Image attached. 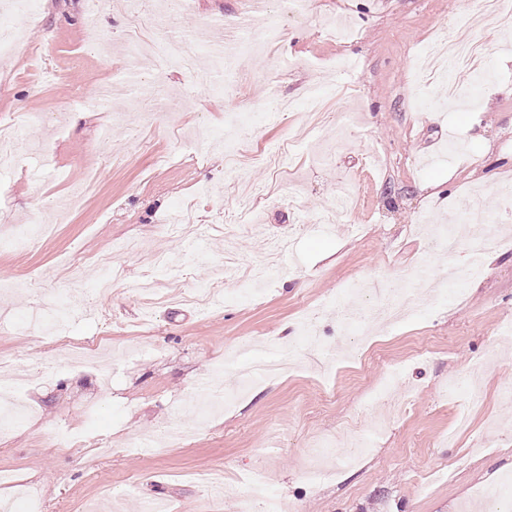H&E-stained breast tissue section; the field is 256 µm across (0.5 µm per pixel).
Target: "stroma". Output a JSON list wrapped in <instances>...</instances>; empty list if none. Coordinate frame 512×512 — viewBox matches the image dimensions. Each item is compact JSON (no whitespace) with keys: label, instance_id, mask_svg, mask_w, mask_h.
I'll return each instance as SVG.
<instances>
[{"label":"stroma","instance_id":"35a3bbf8","mask_svg":"<svg viewBox=\"0 0 512 512\" xmlns=\"http://www.w3.org/2000/svg\"><path fill=\"white\" fill-rule=\"evenodd\" d=\"M473 0H313L304 16L275 0H185L170 28L213 46L243 15L278 41L234 59L196 91L179 69L137 56L123 9L88 17L87 0H40L20 15L24 51L0 57V125L30 136L0 170V235L52 216L89 172L97 181L50 235L22 251L0 247V364L33 408L0 432V471L35 487L42 512H239L244 479L262 471L282 512H476L480 485L512 474V30L488 27L496 48L449 68L464 100L418 80L414 58ZM112 30L102 39L101 26ZM247 110H239L240 102ZM110 138H103V127ZM261 197L260 233L226 239L243 198ZM498 215L497 241L473 279H449L396 327L365 341L334 299L353 284L408 288L467 262L431 247L417 220L447 221L473 204ZM198 241L165 235L180 207ZM283 244L285 269L246 294L244 275ZM159 253L173 267L156 295L137 277ZM126 278L98 293V260ZM91 309L64 333L105 337L110 377L76 370L24 325L37 307ZM315 307L319 361L302 351L301 316ZM290 342L282 377L241 390L242 341ZM394 396L377 392L387 372ZM65 427L85 444L56 448ZM365 438L371 451L332 479L306 474L319 443Z\"/></svg>","mask_w":512,"mask_h":512}]
</instances>
